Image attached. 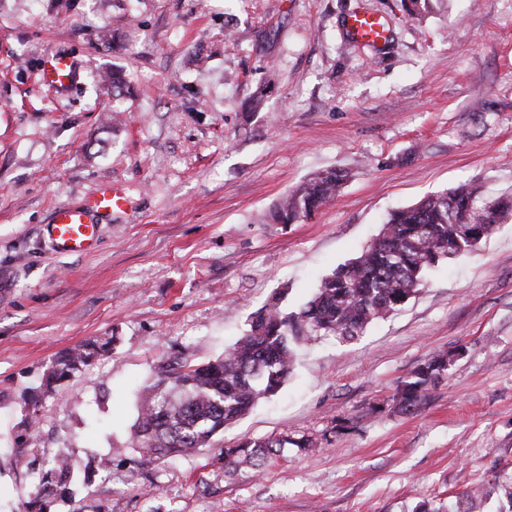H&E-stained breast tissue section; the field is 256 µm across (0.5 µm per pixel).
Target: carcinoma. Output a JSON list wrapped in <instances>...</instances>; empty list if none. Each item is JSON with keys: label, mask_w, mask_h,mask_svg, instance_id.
Wrapping results in <instances>:
<instances>
[{"label": "carcinoma", "mask_w": 512, "mask_h": 512, "mask_svg": "<svg viewBox=\"0 0 512 512\" xmlns=\"http://www.w3.org/2000/svg\"><path fill=\"white\" fill-rule=\"evenodd\" d=\"M345 177L346 172L336 168L316 174L282 197L268 220L295 224L311 217L335 198ZM471 217L482 225L484 236L491 235L512 221V196L488 199L470 184L428 195L392 212L365 250L324 277L301 309L290 312L277 298L252 315L249 329L230 350L207 362L168 356L155 368L138 408L132 447L139 463L164 464L215 447L214 437L226 426L283 387L298 347L317 336L342 343L355 340L373 321L418 294L431 267L463 254V221ZM105 348L97 341L71 348L56 361L47 383L88 365ZM449 363L448 353L439 352L410 370L396 388L393 408L414 411L447 374ZM316 447L305 434L244 438L218 446L211 464L231 477L242 467L260 472L290 448L306 452ZM71 474L67 457L58 454L43 471L26 512H52ZM493 492L507 499L506 512H512V477L498 479L489 488L472 487L444 509L422 502L416 512H483L481 504Z\"/></svg>", "instance_id": "cac0c4a2"}]
</instances>
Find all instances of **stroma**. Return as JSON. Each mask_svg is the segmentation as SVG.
<instances>
[{
  "mask_svg": "<svg viewBox=\"0 0 512 512\" xmlns=\"http://www.w3.org/2000/svg\"><path fill=\"white\" fill-rule=\"evenodd\" d=\"M355 13L379 17L386 43L355 42ZM51 52L79 66L69 91L40 80ZM116 67L117 100L102 84ZM333 166L350 176L311 219L263 223ZM108 181L129 208L91 252H54L53 210ZM464 183L512 194V0L415 14L406 0H0V512H21L62 451L60 512H414L512 474V223L356 340L300 347L282 389L223 436L305 434L317 450L227 478L208 452L141 466L131 446L171 351L222 355L276 291L299 310L388 212ZM88 340L110 349L46 387ZM441 351L452 364L427 400L391 411ZM339 417L353 429L334 432ZM102 455L108 480L90 468Z\"/></svg>",
  "mask_w": 512,
  "mask_h": 512,
  "instance_id": "obj_1",
  "label": "stroma"
}]
</instances>
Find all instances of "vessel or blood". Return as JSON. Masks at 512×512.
<instances>
[{
	"label": "vessel or blood",
	"instance_id": "b4317fda",
	"mask_svg": "<svg viewBox=\"0 0 512 512\" xmlns=\"http://www.w3.org/2000/svg\"><path fill=\"white\" fill-rule=\"evenodd\" d=\"M351 36L366 44L385 42L387 31L383 23L371 15H354L347 19ZM74 62L58 53L47 54L41 72L43 84L55 90H65L74 81ZM128 202L126 189L108 182L88 196L85 203L55 208L45 230L52 248L60 254L83 253L98 240V220L124 210Z\"/></svg>",
	"mask_w": 512,
	"mask_h": 512
}]
</instances>
